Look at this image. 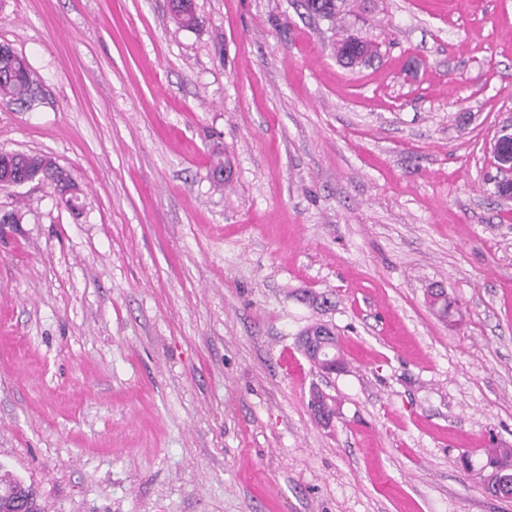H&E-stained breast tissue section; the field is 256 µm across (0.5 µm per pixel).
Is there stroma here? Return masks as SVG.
Returning a JSON list of instances; mask_svg holds the SVG:
<instances>
[{
    "instance_id": "35a3bbf8",
    "label": "stroma",
    "mask_w": 512,
    "mask_h": 512,
    "mask_svg": "<svg viewBox=\"0 0 512 512\" xmlns=\"http://www.w3.org/2000/svg\"><path fill=\"white\" fill-rule=\"evenodd\" d=\"M195 9L0 0V149L85 203L0 187V469L41 512H512L459 466L512 446V0H346L355 69L301 0ZM10 47L0 44V104L22 105L32 98L34 84L28 63L13 59L8 54ZM18 166L20 171L27 172L31 175H37L38 179L51 185L59 177L60 167L50 158L44 155L23 153L18 157ZM329 329L331 336H298V344L301 347V351L310 362H316L319 365L325 367V372L334 373L343 369V359L339 349V343L336 338L333 341L332 353L336 357V363L330 357L329 348L332 345L333 332L328 325H325Z\"/></svg>"
}]
</instances>
